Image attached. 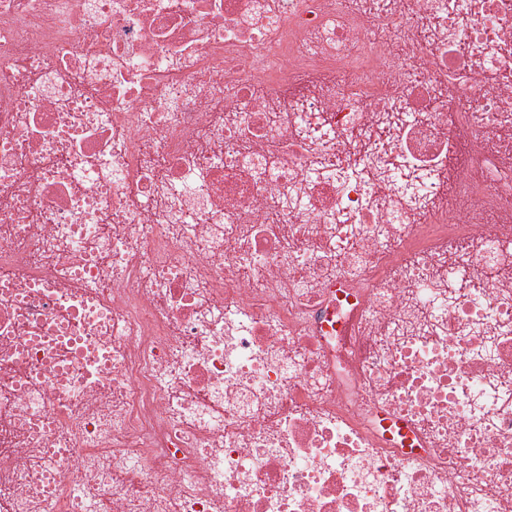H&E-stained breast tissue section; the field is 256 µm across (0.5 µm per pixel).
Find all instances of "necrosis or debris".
<instances>
[{
    "label": "necrosis or debris",
    "instance_id": "obj_1",
    "mask_svg": "<svg viewBox=\"0 0 512 512\" xmlns=\"http://www.w3.org/2000/svg\"><path fill=\"white\" fill-rule=\"evenodd\" d=\"M508 378L512 0H0V512H512Z\"/></svg>",
    "mask_w": 512,
    "mask_h": 512
}]
</instances>
